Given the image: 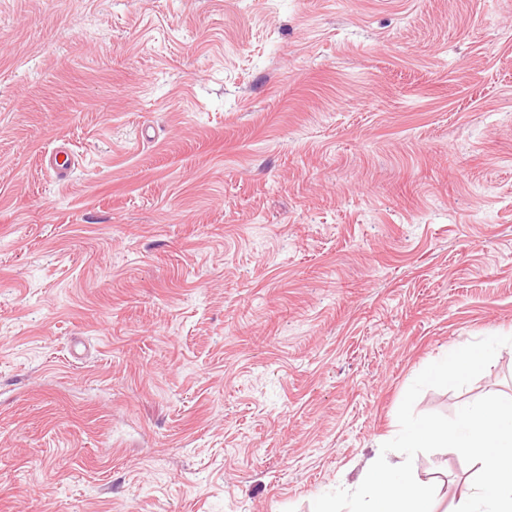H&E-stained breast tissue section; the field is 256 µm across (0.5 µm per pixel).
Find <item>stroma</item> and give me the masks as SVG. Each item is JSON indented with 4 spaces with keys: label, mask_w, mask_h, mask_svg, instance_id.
Returning a JSON list of instances; mask_svg holds the SVG:
<instances>
[{
    "label": "stroma",
    "mask_w": 512,
    "mask_h": 512,
    "mask_svg": "<svg viewBox=\"0 0 512 512\" xmlns=\"http://www.w3.org/2000/svg\"><path fill=\"white\" fill-rule=\"evenodd\" d=\"M492 332L512 0H0V512H312Z\"/></svg>",
    "instance_id": "stroma-1"
}]
</instances>
